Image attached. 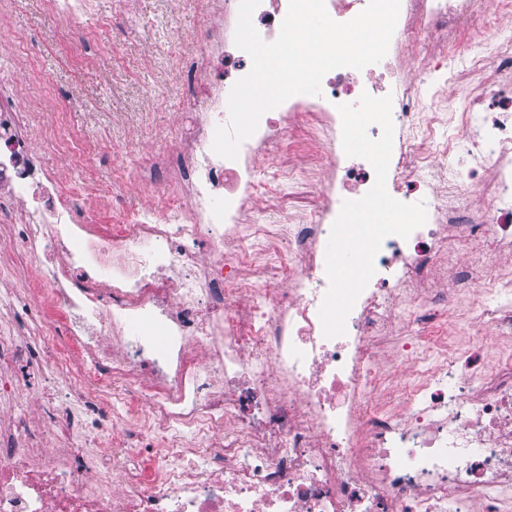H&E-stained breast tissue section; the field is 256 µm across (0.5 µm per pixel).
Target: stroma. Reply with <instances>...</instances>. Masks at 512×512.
Segmentation results:
<instances>
[{
  "label": "stroma",
  "mask_w": 512,
  "mask_h": 512,
  "mask_svg": "<svg viewBox=\"0 0 512 512\" xmlns=\"http://www.w3.org/2000/svg\"><path fill=\"white\" fill-rule=\"evenodd\" d=\"M110 24L96 17H66L45 0H14L0 17V56H22L18 94L34 113L37 138L53 145L41 161L67 188L93 177L104 191L97 221L115 223L114 208L162 206L137 186L153 181L173 189L175 175L163 165L192 123L188 95L173 84L200 86L210 73L193 50L212 26L206 9L190 0H110ZM494 38L512 50V20L490 30H463L459 53L448 58V75L435 80L428 98L463 100L472 82L459 78L462 62L478 43Z\"/></svg>",
  "instance_id": "obj_1"
}]
</instances>
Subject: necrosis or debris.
<instances>
[{"mask_svg":"<svg viewBox=\"0 0 512 512\" xmlns=\"http://www.w3.org/2000/svg\"><path fill=\"white\" fill-rule=\"evenodd\" d=\"M213 13L201 62L224 75L190 93L192 128L166 160L178 189L114 224L42 167L0 61V276L20 261L35 274L0 308L29 310L42 377L95 399L92 415L66 408L39 426L25 409L38 391L0 381L16 404L0 429V512H512V270L454 257L470 238L512 254V96L495 89L512 51L474 49L480 80L457 104L426 102L410 66L428 50L440 72L459 32L497 26L512 0H400L380 63L334 69L320 94L268 111L234 160L211 145L251 59L235 44L239 0ZM365 92L393 98L387 190L404 203L427 190V221L384 238L345 335L328 339L331 228L375 182L346 156L337 106ZM293 137L313 192L304 220L283 224L281 185L300 167L261 178L257 160ZM456 152L490 172L479 211L459 204L472 172L447 166ZM252 211L264 222L245 223ZM477 280L482 298L466 300ZM460 321L495 330L491 366L449 335ZM386 353L409 365L398 397Z\"/></svg>","mask_w":512,"mask_h":512,"instance_id":"4bbe7bcc","label":"necrosis or debris"}]
</instances>
